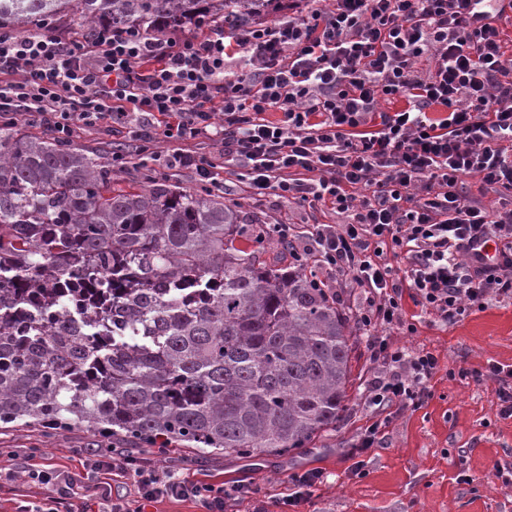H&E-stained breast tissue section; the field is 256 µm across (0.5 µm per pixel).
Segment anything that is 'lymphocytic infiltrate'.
Segmentation results:
<instances>
[{
  "mask_svg": "<svg viewBox=\"0 0 512 512\" xmlns=\"http://www.w3.org/2000/svg\"><path fill=\"white\" fill-rule=\"evenodd\" d=\"M467 2L329 0L270 24L228 28L205 14L188 33L103 24L91 39L0 34V125L23 122L66 140L107 125L136 146L113 153L114 170L160 159L193 169L211 189L230 170L252 194L314 199L344 215L302 232L266 224L257 237L288 244L316 286L338 272L364 292L355 324L382 367L366 396L377 419L360 445L370 448L392 409L425 403L438 369L433 353L386 337L404 322L403 296L449 324L488 299H512V57L498 26L503 9L489 7L478 25ZM423 56L430 65L417 68ZM384 97L407 106L379 110ZM201 139L218 150L196 155ZM160 140L171 145L163 156L149 150ZM465 175L501 194L499 205L462 194ZM490 245L494 256L483 255ZM72 459L102 477L134 475L137 499L113 496L103 480L76 496L71 472L51 468L33 477L54 496L18 512H144L163 498L225 512L256 492L248 482L195 483L108 448H77Z\"/></svg>",
  "mask_w": 512,
  "mask_h": 512,
  "instance_id": "obj_1",
  "label": "lymphocytic infiltrate"
}]
</instances>
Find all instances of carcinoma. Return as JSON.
Returning a JSON list of instances; mask_svg holds the SVG:
<instances>
[{
    "label": "carcinoma",
    "instance_id": "carcinoma-1",
    "mask_svg": "<svg viewBox=\"0 0 512 512\" xmlns=\"http://www.w3.org/2000/svg\"><path fill=\"white\" fill-rule=\"evenodd\" d=\"M209 2L0 0V27H233L273 0ZM140 168L125 190L110 150L0 130V423L242 458L336 428L355 337L333 289L236 247L238 204Z\"/></svg>",
    "mask_w": 512,
    "mask_h": 512
}]
</instances>
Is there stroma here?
<instances>
[{"label":"stroma","instance_id":"35a3bbf8","mask_svg":"<svg viewBox=\"0 0 512 512\" xmlns=\"http://www.w3.org/2000/svg\"><path fill=\"white\" fill-rule=\"evenodd\" d=\"M221 178V196L241 206L244 224L236 246L261 252L263 258L272 257L281 244L274 239L257 242L258 225L343 221L323 202L290 207L272 195L250 196L233 173ZM404 309L416 316V330L391 329L390 342L432 352L438 371L427 402L392 418L382 443L358 449L360 429L372 416L366 389L378 372L361 336L352 359L357 382L349 391L350 410L335 431L300 452L246 459L175 444L158 457L160 469L197 482L230 487L244 479L260 488L262 500L239 499L231 502L229 512H280L275 502L288 495L289 476L311 469L322 471V483L287 512H512V485H504L495 471L496 465L512 464V418L497 413L495 383L460 376L490 363L512 366V299L490 300L483 310L454 324L418 315L409 300ZM106 444L80 426L52 433L37 426H0V512H16L20 496L36 504L48 497V487L27 481V469L65 465L73 449ZM357 462L363 469L359 476L352 472ZM464 473L471 483L461 481Z\"/></svg>","mask_w":512,"mask_h":512}]
</instances>
